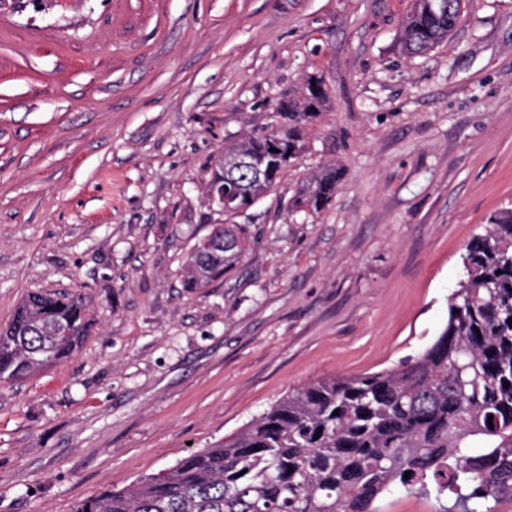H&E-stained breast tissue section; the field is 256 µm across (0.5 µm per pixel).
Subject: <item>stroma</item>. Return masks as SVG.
I'll return each mask as SVG.
<instances>
[{
	"label": "stroma",
	"instance_id": "35a3bbf8",
	"mask_svg": "<svg viewBox=\"0 0 512 512\" xmlns=\"http://www.w3.org/2000/svg\"><path fill=\"white\" fill-rule=\"evenodd\" d=\"M414 0H53L0 11V328L28 294L85 295L91 335L0 386V512H72L241 431L289 391L418 354L467 243L512 207V0L399 49ZM328 102L245 212L213 208L227 142ZM326 162L343 178L292 212ZM217 224L235 269L182 285ZM343 177L340 168L327 164L317 167L294 196L292 211L318 213L333 199L336 189Z\"/></svg>",
	"mask_w": 512,
	"mask_h": 512
}]
</instances>
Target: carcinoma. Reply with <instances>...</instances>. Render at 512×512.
<instances>
[{"label": "carcinoma", "instance_id": "cac0c4a2", "mask_svg": "<svg viewBox=\"0 0 512 512\" xmlns=\"http://www.w3.org/2000/svg\"><path fill=\"white\" fill-rule=\"evenodd\" d=\"M463 9L460 0H415L402 50L413 56L438 46ZM326 101L324 83L309 78L301 98L278 105L287 128L225 147L207 187H235L248 208L269 194L305 150L303 125ZM240 155L262 167L260 180L231 164ZM342 177L332 164L316 168L292 210L322 211ZM245 236L244 226L226 224L198 241L184 287L223 278L241 260ZM462 267L446 325L417 355L298 387L234 437L163 475L83 498L73 512H379L378 502L401 490L434 499L439 512H500L512 500V209L490 216ZM90 330L81 294L28 295L0 328V385L64 362Z\"/></svg>", "mask_w": 512, "mask_h": 512}]
</instances>
